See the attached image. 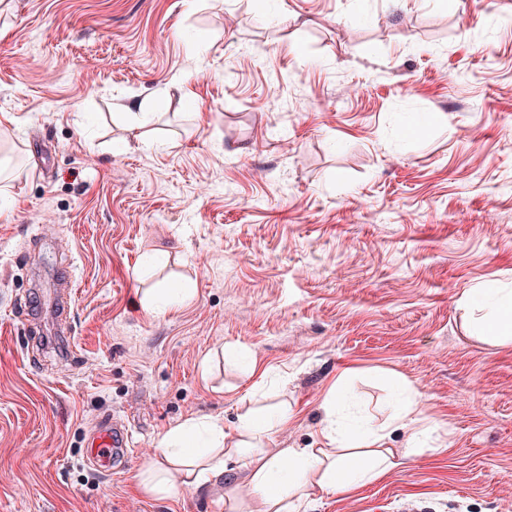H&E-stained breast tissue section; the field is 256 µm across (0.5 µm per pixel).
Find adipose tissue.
<instances>
[{
	"mask_svg": "<svg viewBox=\"0 0 512 512\" xmlns=\"http://www.w3.org/2000/svg\"><path fill=\"white\" fill-rule=\"evenodd\" d=\"M460 304L491 310L481 328L487 340L512 341V289L481 283L466 291ZM392 383L399 400L385 422L353 430L334 409H327L318 448L267 454L266 440L287 428L291 419L285 407L272 413L250 407L240 411L237 437L231 442L217 421L182 424L168 432L157 459L141 471L140 486L146 494L160 495L180 485H199L222 474L225 460L233 459L248 467L249 475L244 485L230 488L228 499L245 504L248 512H304L313 492L348 493L380 480L394 464L395 452L386 446L394 431L405 434L407 457L428 436L408 381L396 377Z\"/></svg>",
	"mask_w": 512,
	"mask_h": 512,
	"instance_id": "1",
	"label": "adipose tissue"
}]
</instances>
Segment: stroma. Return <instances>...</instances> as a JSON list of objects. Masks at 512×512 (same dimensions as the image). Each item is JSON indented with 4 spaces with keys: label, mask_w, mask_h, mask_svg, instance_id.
<instances>
[{
    "label": "stroma",
    "mask_w": 512,
    "mask_h": 512,
    "mask_svg": "<svg viewBox=\"0 0 512 512\" xmlns=\"http://www.w3.org/2000/svg\"><path fill=\"white\" fill-rule=\"evenodd\" d=\"M1 157L0 512H231L233 460L141 491L171 429L260 380L313 448L387 372L447 451L308 512H512V342L459 306L512 289V0H0ZM129 434L125 427L103 418L87 449L86 461L99 466L104 472L112 473L121 468L132 453Z\"/></svg>",
    "instance_id": "stroma-1"
}]
</instances>
